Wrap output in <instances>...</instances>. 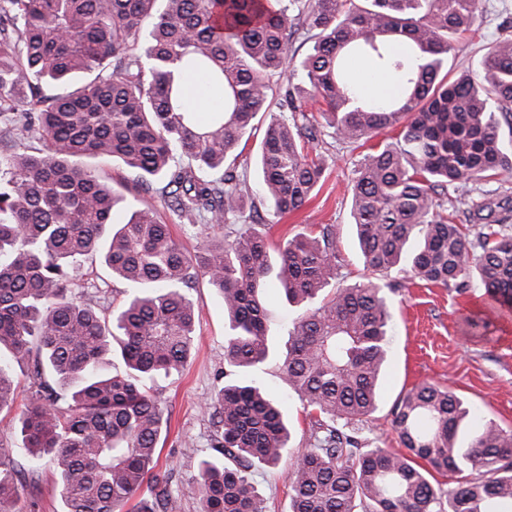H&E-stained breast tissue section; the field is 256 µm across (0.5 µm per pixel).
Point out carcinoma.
Masks as SVG:
<instances>
[{
  "label": "carcinoma",
  "instance_id": "1",
  "mask_svg": "<svg viewBox=\"0 0 512 512\" xmlns=\"http://www.w3.org/2000/svg\"><path fill=\"white\" fill-rule=\"evenodd\" d=\"M481 0H0V115L32 137L0 153V415L12 417L30 470L0 448V512H25L38 462L53 459L64 512H176L178 496L154 472L168 416L153 393L183 372L196 335L189 292L201 279L224 300L231 377L206 400L217 418L213 453L187 484L199 512H264L255 465L288 455L283 403L258 373L274 357L266 326L270 275L301 308L281 368L307 407L308 448L289 466V512H502L512 504V430L487 421L453 391L422 384L399 396L391 424L409 455L369 448L358 423L377 409L391 312L373 283L336 287L329 226L271 249L245 215L235 149L266 127L256 170L277 215L300 210L325 170L312 155L304 106L321 101L333 133L368 146L350 186V216L367 269L461 291L474 269L512 306L509 216L483 224L477 245L448 212V189L512 174V36L497 38L474 72L451 77L448 55ZM296 35L311 42L289 53ZM393 77L384 100L357 94L350 63ZM286 84L272 109L273 87ZM201 74L223 95L206 116L183 83ZM18 103L30 111L8 114ZM87 157L120 161L137 181L162 184L182 222L246 227L187 252L151 208H136ZM125 213L117 223L114 217ZM99 259L127 286L102 317L77 290ZM120 351L123 374L105 364ZM21 367L29 399L16 406ZM427 463L422 467L415 462ZM456 476L445 489L432 472ZM149 497L136 498L143 486Z\"/></svg>",
  "mask_w": 512,
  "mask_h": 512
}]
</instances>
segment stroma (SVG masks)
<instances>
[{
  "label": "stroma",
  "mask_w": 512,
  "mask_h": 512,
  "mask_svg": "<svg viewBox=\"0 0 512 512\" xmlns=\"http://www.w3.org/2000/svg\"><path fill=\"white\" fill-rule=\"evenodd\" d=\"M512 35V0H483L471 33L457 39L452 53L453 73L474 70L497 37ZM316 125L323 131L315 143L326 159V169L312 200L300 211L277 216L263 210L262 216L272 242L295 233L331 225L339 265L338 285L387 279L364 266L356 231L350 217L349 185L360 159L359 151L325 135L324 119ZM99 175L113 188L128 187L139 206L156 210L172 225L174 236L188 251H195L203 239L200 228L174 222L159 185L142 190L136 174L119 162H96ZM449 205L473 208L486 204L512 208V178L482 180L449 190ZM92 281L83 297L104 315H111L126 297V287L97 263L88 265ZM198 307L194 358L182 375L160 378L154 391L170 417V428L158 448V471L169 474L174 489L180 490L177 512H198L196 497L184 493L187 481L197 472L199 458L210 453L214 438L211 416L204 403L224 381V302L206 281L191 291ZM392 322L388 336V359L376 411L362 425L370 446L402 452L391 427L390 410L400 394L422 383L454 391L466 404L478 408L486 419L512 429V311L502 309L471 275L464 291L435 286H396L387 292ZM265 387L281 400L293 420L291 455L304 452L309 420L303 404L284 382L277 359L261 372ZM254 483L266 512H288L290 491L285 467L254 472Z\"/></svg>",
  "instance_id": "obj_1"
}]
</instances>
